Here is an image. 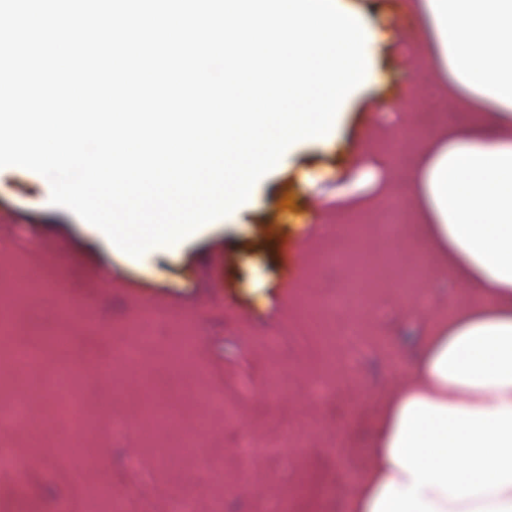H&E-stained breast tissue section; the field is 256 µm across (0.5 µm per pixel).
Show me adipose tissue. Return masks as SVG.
I'll return each mask as SVG.
<instances>
[{
    "label": "adipose tissue",
    "instance_id": "obj_1",
    "mask_svg": "<svg viewBox=\"0 0 512 512\" xmlns=\"http://www.w3.org/2000/svg\"><path fill=\"white\" fill-rule=\"evenodd\" d=\"M448 103L411 173L428 250L477 294L439 318L384 401L347 512H512V0H411Z\"/></svg>",
    "mask_w": 512,
    "mask_h": 512
}]
</instances>
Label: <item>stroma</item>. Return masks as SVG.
<instances>
[{"mask_svg":"<svg viewBox=\"0 0 512 512\" xmlns=\"http://www.w3.org/2000/svg\"><path fill=\"white\" fill-rule=\"evenodd\" d=\"M337 4L385 30L371 54L378 82L347 100L337 138L295 143L226 225L176 252L155 248L147 266L123 261L68 210L39 206L41 175L0 176V242L10 245L0 315L14 325L0 343V401L26 398L35 413L24 431L0 422V448L24 453L31 472L22 485L0 466V512H108L86 487L124 469L152 512H168L171 493L184 489L197 493L198 512H345L380 402L404 382L397 365L464 291L427 253L424 225L404 217L387 226L386 209L392 192L411 199L410 172L429 137L476 115L449 106L404 0ZM311 200L326 223H312ZM331 242L370 271L365 305L330 306L347 283L321 267ZM20 276L33 285L21 298ZM150 308L161 322L139 346V365L127 366L118 349ZM185 336L196 340L192 365L176 369L168 353ZM13 348L40 356L41 371L19 373ZM91 354L111 365V383L84 371L75 399L49 395L60 366ZM273 368L283 381L274 394L265 388ZM173 385L184 390L176 409L197 451L166 466L160 451L178 434L154 432L141 410L169 399ZM70 441L92 469H67Z\"/></svg>","mask_w":512,"mask_h":512,"instance_id":"stroma-1","label":"stroma"}]
</instances>
